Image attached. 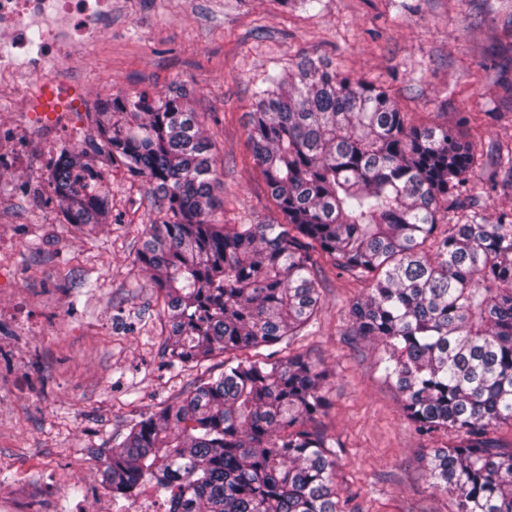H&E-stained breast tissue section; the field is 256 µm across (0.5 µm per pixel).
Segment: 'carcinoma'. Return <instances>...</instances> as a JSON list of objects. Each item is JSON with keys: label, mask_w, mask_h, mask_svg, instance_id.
I'll return each mask as SVG.
<instances>
[{"label": "carcinoma", "mask_w": 512, "mask_h": 512, "mask_svg": "<svg viewBox=\"0 0 512 512\" xmlns=\"http://www.w3.org/2000/svg\"><path fill=\"white\" fill-rule=\"evenodd\" d=\"M254 93L248 140L281 224L215 218L221 183L213 141L180 96L115 97L85 147L48 177L65 223L81 230L112 211L100 157L146 179L164 202L135 261L153 271L167 311V366L216 352L272 347L321 309L309 247L368 283L351 306L358 336L382 347L384 377L429 453L431 487L453 512H512V214L446 222L478 166L448 127L408 126L390 96L307 59ZM326 373L301 355L248 356L199 379L175 404L144 414L112 453L103 482L128 501L152 482L170 512H344L336 454L307 423L328 405Z\"/></svg>", "instance_id": "carcinoma-1"}]
</instances>
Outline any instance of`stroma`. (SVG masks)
Masks as SVG:
<instances>
[{
  "label": "stroma",
  "instance_id": "obj_1",
  "mask_svg": "<svg viewBox=\"0 0 512 512\" xmlns=\"http://www.w3.org/2000/svg\"><path fill=\"white\" fill-rule=\"evenodd\" d=\"M307 58L386 90L411 125L465 127L479 165L456 218L512 209V7L506 0H319L283 12L276 0H112L102 39L70 60L87 98L65 147L80 148L102 102L148 91L188 93L216 144L221 223L274 224L281 216L248 141L253 91ZM27 158L0 172V496L30 492L46 512H105L90 449H112L145 412L218 376L235 352L178 373L165 366L166 316L149 272L133 264L159 204L150 185L113 165L112 212L91 236L68 231L57 202L29 205L27 183L48 165L45 138L25 133ZM322 309L291 340L329 371L330 406L316 418L338 458L346 512H451L428 478L430 449L378 366L381 349L357 336L349 309L366 285L321 261Z\"/></svg>",
  "mask_w": 512,
  "mask_h": 512
}]
</instances>
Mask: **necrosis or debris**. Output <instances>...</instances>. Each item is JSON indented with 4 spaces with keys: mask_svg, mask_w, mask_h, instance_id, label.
<instances>
[{
    "mask_svg": "<svg viewBox=\"0 0 512 512\" xmlns=\"http://www.w3.org/2000/svg\"><path fill=\"white\" fill-rule=\"evenodd\" d=\"M112 18V0H0V38L11 46L0 54V84L17 87L26 108L25 128L39 126V99L53 88L60 102L49 123L56 135L71 124L68 105L78 80L66 71V62L100 37ZM41 33L39 51H31L29 32Z\"/></svg>",
    "mask_w": 512,
    "mask_h": 512,
    "instance_id": "necrosis-or-debris-1",
    "label": "necrosis or debris"
}]
</instances>
